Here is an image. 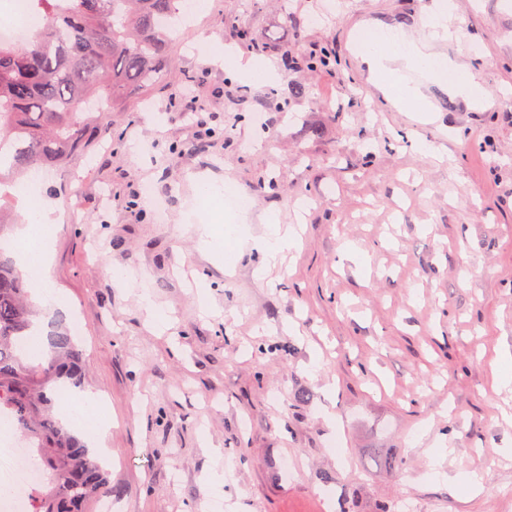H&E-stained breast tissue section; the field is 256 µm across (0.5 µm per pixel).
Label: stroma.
<instances>
[{"label":"stroma","instance_id":"stroma-1","mask_svg":"<svg viewBox=\"0 0 512 512\" xmlns=\"http://www.w3.org/2000/svg\"><path fill=\"white\" fill-rule=\"evenodd\" d=\"M433 2L207 0L164 81L44 174L42 321L83 322L110 426L81 434L127 512H331L325 489L355 512H512V386L494 382L512 351V0H449L445 52L491 109L425 84L433 111L397 110L357 57L372 23L421 38ZM323 46L335 68H307ZM228 50L278 79H243ZM185 88L196 114L180 111ZM223 180L246 209L201 207L198 182ZM268 212L299 223L301 244L261 277ZM460 470L482 495L452 481Z\"/></svg>","mask_w":512,"mask_h":512}]
</instances>
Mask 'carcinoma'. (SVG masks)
I'll return each mask as SVG.
<instances>
[{
  "label": "carcinoma",
  "mask_w": 512,
  "mask_h": 512,
  "mask_svg": "<svg viewBox=\"0 0 512 512\" xmlns=\"http://www.w3.org/2000/svg\"><path fill=\"white\" fill-rule=\"evenodd\" d=\"M45 23L21 44L0 41V184L67 165L86 132L116 105L160 83L179 0H35ZM24 271L0 249V412L34 448L48 483L32 512H93L111 492L106 472L58 411L82 387V352L66 326H50L37 352L23 342L40 326Z\"/></svg>",
  "instance_id": "carcinoma-1"
}]
</instances>
